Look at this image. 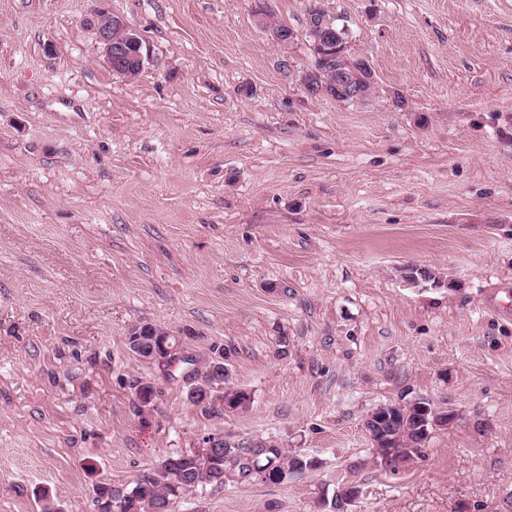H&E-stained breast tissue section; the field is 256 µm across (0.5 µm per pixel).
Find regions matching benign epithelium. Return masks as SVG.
Wrapping results in <instances>:
<instances>
[{
	"label": "benign epithelium",
	"instance_id": "7a95c632",
	"mask_svg": "<svg viewBox=\"0 0 512 512\" xmlns=\"http://www.w3.org/2000/svg\"><path fill=\"white\" fill-rule=\"evenodd\" d=\"M255 16L268 38L283 52L288 53L298 42H303L313 58L311 67L298 76L303 89L314 96H326L338 103L364 104L378 91L377 75L365 58L355 54L345 27L336 19L320 12L308 16L305 31L299 33L285 23H271L262 7ZM96 30L104 46L107 66L113 73L128 79L135 77L143 68V43L139 33L128 26L118 15L101 7L95 12ZM149 362H170L176 357L177 348L161 340L158 345L146 348ZM420 414L419 434L431 435L438 427H446L459 418L453 407L435 413L425 404L413 405ZM198 447L207 456L218 455L224 447V434H210L201 438Z\"/></svg>",
	"mask_w": 512,
	"mask_h": 512
}]
</instances>
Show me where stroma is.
Here are the masks:
<instances>
[{
  "label": "stroma",
  "instance_id": "1",
  "mask_svg": "<svg viewBox=\"0 0 512 512\" xmlns=\"http://www.w3.org/2000/svg\"><path fill=\"white\" fill-rule=\"evenodd\" d=\"M347 27L380 91H304L254 0H107L144 42L113 74L96 0H0V512H96L94 489L221 430L321 460L176 512H512V0H265ZM416 265L445 286L402 278ZM171 363L126 346L137 323ZM223 352L244 411L186 376ZM151 386L150 404L139 391ZM459 413L376 463L366 415ZM169 342L173 346L178 347V343L176 342V338L174 336H171V334L168 336ZM170 343H167L166 341H163L161 338L159 339L158 346L153 345V341H151V346L146 347V352L149 353L148 357H142L140 356V353L135 350L132 346H129V349L137 356H140V358L149 361V362H172V359L176 357L177 354V348L172 347ZM216 386H218L217 382L214 383V386L209 388V393L207 395H204L202 391L199 393V399L196 402H192L195 404L201 403L204 400L207 401L204 404L206 408L204 409L201 407V411L205 416L211 418H222L228 413H238L248 407L251 397L245 392L242 391L241 394H238L241 390L224 388V381L221 388H216ZM355 481H346L345 483L338 486L337 491H334L331 499L325 498V490L321 492L319 496L318 502L322 507L328 506L327 509L324 510L328 512H347V506L351 505L352 503L348 500L349 496L347 492L345 491L350 485H355L358 487L357 484L353 483ZM329 509V510H328Z\"/></svg>",
  "mask_w": 512,
  "mask_h": 512
}]
</instances>
